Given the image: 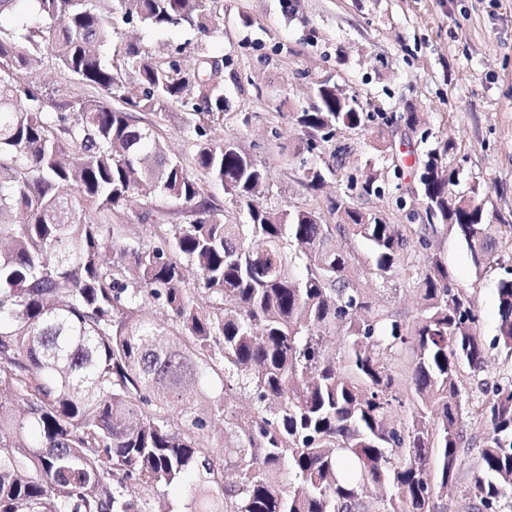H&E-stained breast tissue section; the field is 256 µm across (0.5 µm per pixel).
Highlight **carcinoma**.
I'll use <instances>...</instances> for the list:
<instances>
[{"label": "carcinoma", "mask_w": 512, "mask_h": 512, "mask_svg": "<svg viewBox=\"0 0 512 512\" xmlns=\"http://www.w3.org/2000/svg\"><path fill=\"white\" fill-rule=\"evenodd\" d=\"M23 1L37 23L0 29V512H146L160 487L179 481L201 512H439L471 417L461 372L479 371L489 344L512 357V268L499 251L512 225L494 223L478 182L455 190V143L421 160L415 195L434 221L408 235L354 206L383 195L373 170L347 179L331 205L336 224L264 208L265 167L196 125V170L247 209L246 223L228 224L200 201L201 179L135 116L172 105L220 115L222 67L204 56L187 69L179 46L156 53L130 42L101 54L116 15L207 37L220 0H113L106 11L90 0H0V15ZM44 53L87 93L58 102L25 81ZM291 118L303 132L298 151L315 156L371 115L324 82ZM303 176L315 192L326 182L319 166ZM151 194L191 207L195 219L164 246L140 249L105 220ZM441 226L476 269H504L489 343L471 299L430 250ZM338 236L365 240L384 282L410 250H428L412 323L360 287ZM186 264L207 302L185 288ZM154 303L169 318L150 313ZM330 332L344 339L340 365L326 350ZM404 348L416 360L402 373L390 360ZM234 376L264 407L237 420L221 403L200 416L187 388L215 378L227 388ZM477 387L490 429L467 509L512 512V377ZM408 405L404 428L396 416ZM212 419L242 442L229 448L232 482L211 459ZM284 465L286 491L273 477ZM371 488L374 503L364 496Z\"/></svg>", "instance_id": "obj_1"}]
</instances>
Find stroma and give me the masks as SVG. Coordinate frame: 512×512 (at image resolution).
I'll return each instance as SVG.
<instances>
[{
  "instance_id": "obj_1",
  "label": "stroma",
  "mask_w": 512,
  "mask_h": 512,
  "mask_svg": "<svg viewBox=\"0 0 512 512\" xmlns=\"http://www.w3.org/2000/svg\"><path fill=\"white\" fill-rule=\"evenodd\" d=\"M214 33L198 39L189 29L153 30L119 25L112 39L121 47L130 41L161 50L185 45L183 63L191 67L202 55L222 63L224 113L213 118L170 108L166 118L140 115L143 127L155 130L170 156L192 165L190 130L203 126L215 143L234 140L241 150L262 162L268 183L262 202L276 210H311L335 223L330 204L347 178L379 173L384 195L362 201L390 224H413L409 209L397 199H411L418 182L416 156L436 142L454 139L451 164L479 181L485 206L496 223L512 224V0H224ZM23 75L59 101L69 100L76 85L54 60L41 57ZM357 95L374 117L369 127L347 131L351 146L345 163L329 175L317 192L303 183L302 158L293 152L303 136L289 113L308 107L322 81ZM417 113V130L404 127V113ZM151 221L138 208L114 211L112 226L133 246H163L172 225L191 221L183 205L156 197ZM339 245L356 256L362 288L381 294L401 320L417 315L413 276L423 263L410 254L406 270L384 283L366 265L364 241L343 239ZM441 253L457 288L472 300L485 340L496 334L498 307L495 282L499 270H476L466 245L450 229L431 239ZM226 399L230 411L245 416L258 407L251 387L233 382L199 385L197 404L209 413L214 401ZM485 422L467 420V438L460 450L457 488L440 503L442 512H467L465 493L478 464L477 437Z\"/></svg>"
}]
</instances>
